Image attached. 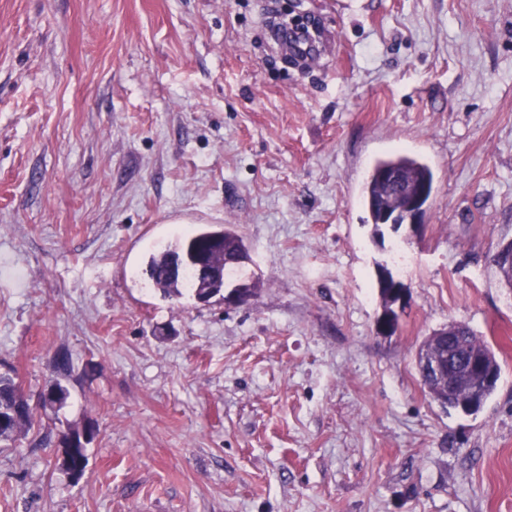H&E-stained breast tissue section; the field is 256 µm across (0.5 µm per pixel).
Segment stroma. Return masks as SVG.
<instances>
[{"instance_id": "35a3bbf8", "label": "stroma", "mask_w": 512, "mask_h": 512, "mask_svg": "<svg viewBox=\"0 0 512 512\" xmlns=\"http://www.w3.org/2000/svg\"><path fill=\"white\" fill-rule=\"evenodd\" d=\"M346 2L0 0V374L35 398L72 360L0 442V512H512V0ZM286 10L332 37L309 65ZM394 152L435 173L410 236L361 199ZM192 214L243 238L249 305L148 287ZM453 322L501 366L474 414L416 368ZM89 421L74 482L57 439Z\"/></svg>"}]
</instances>
